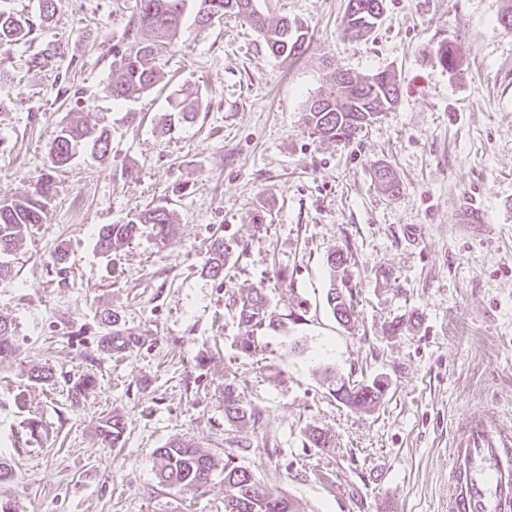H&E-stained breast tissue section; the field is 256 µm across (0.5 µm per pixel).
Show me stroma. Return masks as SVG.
Segmentation results:
<instances>
[{"instance_id":"stroma-1","label":"stroma","mask_w":512,"mask_h":512,"mask_svg":"<svg viewBox=\"0 0 512 512\" xmlns=\"http://www.w3.org/2000/svg\"><path fill=\"white\" fill-rule=\"evenodd\" d=\"M385 4L372 32L350 38L347 0H263L270 20L308 26L303 55L271 56L227 16L191 27L155 56L156 86L118 103L103 88L139 0H57L50 22L0 48L11 77L0 84V198L33 191L71 118L112 131L108 160L84 155L55 174L42 224L0 280V318L14 329L0 357V461L13 471L0 500L13 512H224L222 473L198 490L160 482L156 452L181 439L234 460L300 512H448L458 427L483 416L512 428V31L499 24L512 0ZM443 42L459 48L455 68L437 58ZM46 49V66L32 67ZM339 70L383 71L400 88L347 144L306 125ZM188 93L203 102L197 118L166 129L171 102ZM380 165L399 194L374 180ZM465 195L484 204L486 223H455ZM162 200L175 221L167 245L146 229L99 252L102 225ZM218 229L243 249L228 282L204 270ZM337 249L352 255L351 328L326 302ZM262 285L282 323L248 357L226 303ZM105 310L135 334L130 350L101 349ZM411 312L415 324L391 333ZM36 365L53 385L32 382ZM337 374L383 376L388 393L372 411L350 410L329 393ZM83 376L95 385L72 400ZM228 381L257 422L225 418ZM112 415L125 424L114 448L96 433ZM312 427L331 447L306 444Z\"/></svg>"}]
</instances>
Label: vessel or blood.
Returning a JSON list of instances; mask_svg holds the SVG:
<instances>
[{"label": "vessel or blood", "mask_w": 512, "mask_h": 512, "mask_svg": "<svg viewBox=\"0 0 512 512\" xmlns=\"http://www.w3.org/2000/svg\"><path fill=\"white\" fill-rule=\"evenodd\" d=\"M460 224H481L486 212L475 198L456 208ZM448 512H512V429L482 418L462 425L451 446Z\"/></svg>", "instance_id": "obj_1"}]
</instances>
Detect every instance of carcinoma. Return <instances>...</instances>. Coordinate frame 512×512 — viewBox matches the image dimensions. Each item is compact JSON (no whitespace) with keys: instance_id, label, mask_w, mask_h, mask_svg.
Here are the masks:
<instances>
[{"instance_id":"cac0c4a2","label":"carcinoma","mask_w":512,"mask_h":512,"mask_svg":"<svg viewBox=\"0 0 512 512\" xmlns=\"http://www.w3.org/2000/svg\"><path fill=\"white\" fill-rule=\"evenodd\" d=\"M140 10L134 25L126 33L127 46L114 55L112 75L104 88L114 101H120L135 92L151 90L159 80L155 69L150 66L153 56L173 47L183 36L187 27L184 18L187 12L194 13V23L205 26L211 16L224 17L232 13L256 29L274 57L295 58L308 48V30L295 20L286 17L276 23L267 21L258 7V0H139ZM384 9V0H348L345 15V31L361 35L372 31L378 21L374 16ZM33 25L8 10L0 8V47L10 46L24 39ZM436 55L441 65L453 69L458 62V48L448 42L438 45ZM399 89L390 76L376 73L366 79L357 80L354 85L335 83L325 96L328 100L324 110L309 106L307 125L311 135L319 139L349 143L390 110L398 101ZM202 101L197 97H185L172 107V120L180 122L196 116ZM91 147L94 156L100 160L109 158L112 152V136L107 129H92L78 118L61 126L48 150L49 168L60 170L67 167L80 150ZM52 189L51 179L40 178L35 190L19 199H0V280L12 276L13 268L7 257L23 246L24 234L28 228L43 223L45 209ZM150 225L156 239L164 244L174 234L172 211L162 202L148 205L134 214L125 224H104L97 234L96 245L107 255L132 241L141 226ZM237 245L215 237L208 249L206 270L213 278L229 277L232 254ZM333 272L340 274V287H333L327 295V305L336 320L349 326L356 321L354 306L355 293L349 286L347 274L351 259L343 252L328 256ZM229 306L235 309L238 324L242 328L237 337L238 350L245 355L263 351L264 333L275 326L276 314L271 309L264 287L253 288L230 299ZM112 324V335L121 339L115 349L125 350L132 338L124 337L118 329V316L104 313L103 324ZM12 325L0 318V355L13 350ZM388 384L383 377L367 380L339 378L332 389L336 400L355 410H370L383 401ZM224 415L230 420L256 421L259 413L238 399L233 383L224 384ZM97 432L101 441L115 447L124 434L120 418L112 416L102 421ZM159 460L158 477L165 485L179 490L199 488L210 480L213 471L219 469L218 461L191 440L172 441L157 450ZM224 512H298L295 502L286 496L267 493L244 467L230 460L224 461Z\"/></svg>"}]
</instances>
